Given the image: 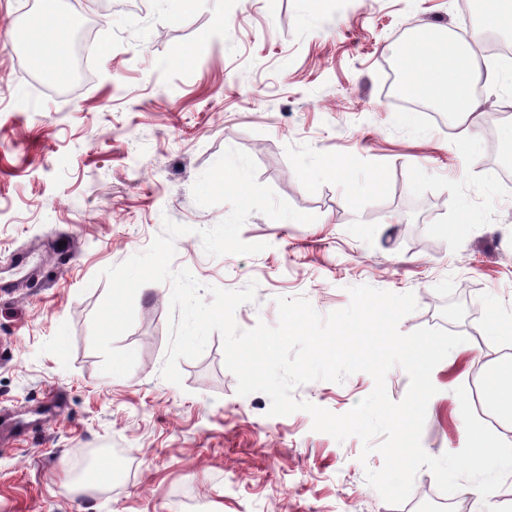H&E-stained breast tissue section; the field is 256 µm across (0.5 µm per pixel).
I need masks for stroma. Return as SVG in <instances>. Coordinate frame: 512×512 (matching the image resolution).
I'll use <instances>...</instances> for the list:
<instances>
[{
    "label": "stroma",
    "mask_w": 512,
    "mask_h": 512,
    "mask_svg": "<svg viewBox=\"0 0 512 512\" xmlns=\"http://www.w3.org/2000/svg\"><path fill=\"white\" fill-rule=\"evenodd\" d=\"M94 35L77 81L38 82L21 31L39 0H0V416L24 419L0 449V512H480L473 496H442L421 469L408 501L387 504L366 480L380 454L360 461L357 437L336 441L304 411L269 415L270 399L237 392L212 334L203 354L166 381L170 283L135 298L117 345L136 352L124 377L103 374L91 347L102 269L145 251L164 220L191 226L173 268L204 285L256 286L235 320L278 322L277 297L305 296L320 314L348 306L349 287L413 292L399 329L443 328L467 351L433 370L422 446L433 457L466 441L458 387L479 419L512 443V420L481 396L489 373L512 361V187L495 219L458 251L431 238L450 195L413 197L408 169L461 180L492 172L482 152L466 166L426 112L396 94L393 55L407 35L434 26L461 40L485 35L483 0H148L115 10L102 0H58ZM475 121L496 145L512 136V81L479 95ZM255 160L260 183L310 224L246 220L259 254L208 256L198 232L228 205L202 207L192 186L226 148ZM341 160L350 176L325 173ZM370 375L314 381L296 399L349 411ZM55 392L46 409L47 392Z\"/></svg>",
    "instance_id": "35a3bbf8"
}]
</instances>
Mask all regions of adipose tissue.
I'll return each mask as SVG.
<instances>
[{
	"label": "adipose tissue",
	"instance_id": "obj_1",
	"mask_svg": "<svg viewBox=\"0 0 512 512\" xmlns=\"http://www.w3.org/2000/svg\"><path fill=\"white\" fill-rule=\"evenodd\" d=\"M71 17L60 12L57 0H41L38 18L24 32V42L31 65L39 72L66 79L62 53L72 31Z\"/></svg>",
	"mask_w": 512,
	"mask_h": 512
}]
</instances>
